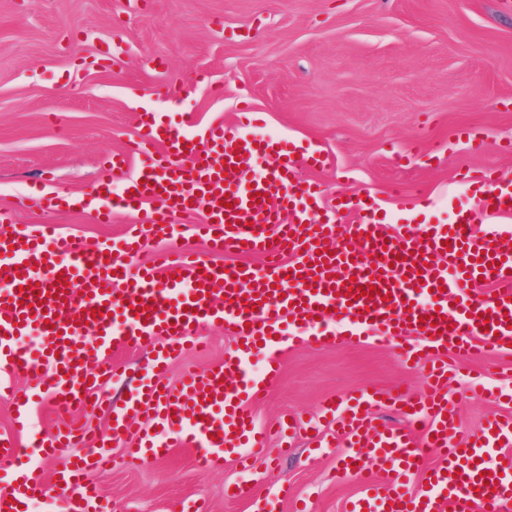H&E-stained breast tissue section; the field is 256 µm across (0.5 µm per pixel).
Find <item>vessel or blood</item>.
<instances>
[{
  "label": "vessel or blood",
  "instance_id": "1",
  "mask_svg": "<svg viewBox=\"0 0 512 512\" xmlns=\"http://www.w3.org/2000/svg\"><path fill=\"white\" fill-rule=\"evenodd\" d=\"M136 118L139 136L112 166L135 162L137 174L121 195L101 192L87 206L101 220L133 212L137 232L95 250L75 239L55 241L49 224L0 236V364L40 372L56 404L95 409L101 385L118 375L113 351L160 339L156 361L166 363L186 346H201L198 327L226 325L237 346L221 364L185 372L175 388L148 373L111 407V441L139 439L125 448V460L143 465L181 446L196 449L206 464L265 447L271 433L295 431L293 420L257 425L246 409L279 374L281 343L340 349L369 328L402 362L424 369L428 386L416 398L366 391L324 405L327 426L341 430L347 447L343 472L365 478L348 512H512V458L493 457L498 446H512V417L457 440L449 433L456 404L448 397L450 360L512 346V253L498 227L475 229L512 213V180L492 168L460 172L473 204L447 224L419 221L415 200L401 198V227L392 234L377 198L340 192L325 203L319 184L297 177L299 167L324 166L325 157L289 148L246 117L193 133L157 122L152 110ZM249 165L264 174L247 187L238 169ZM201 202L209 209L202 227L209 250L255 254L261 266H224L174 245L175 219ZM63 204L44 194L21 197L16 206L52 211ZM153 240L170 247L142 261ZM359 285L377 292L358 296ZM330 308L340 326L326 321ZM34 328L40 350H21L19 336ZM259 351L265 366L256 376L249 363ZM376 406L405 413L409 426L375 425L366 413ZM137 413L148 416V427L135 425ZM86 442L65 426L41 444L48 456L70 451L51 490L65 512H85L94 494L87 473L113 462L110 454L85 452ZM424 448L435 465H423ZM371 470L383 480L368 478Z\"/></svg>",
  "mask_w": 512,
  "mask_h": 512
}]
</instances>
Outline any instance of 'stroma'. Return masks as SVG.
<instances>
[{
    "label": "stroma",
    "mask_w": 512,
    "mask_h": 512,
    "mask_svg": "<svg viewBox=\"0 0 512 512\" xmlns=\"http://www.w3.org/2000/svg\"><path fill=\"white\" fill-rule=\"evenodd\" d=\"M119 46L107 69L81 68L103 43ZM206 76L208 89H192ZM176 98L171 124L184 116L204 125L234 121L241 108L266 133L295 148L328 155L324 167L298 177L328 193H368L386 201L397 225V195L424 194V220L447 223L472 199L459 170L492 167L512 177V0H0V234L56 227L58 239L89 248L134 231L117 213L97 224L76 209L50 214L16 210L18 196L91 194L124 179L112 168L137 131L141 107ZM462 129L484 132L491 146L473 152ZM206 351H187L164 372L178 384L189 368L223 361L235 338L213 325ZM282 372L251 404L257 419L290 415L299 423L291 449L272 439L246 463L236 457L202 467L191 448H173L151 463L89 472L112 512H346L362 491L355 477L331 475L344 446L312 450L308 426L324 400L361 390L425 385L390 349L356 339L343 349L284 347ZM448 384L458 417L455 438L512 413V350L459 362ZM27 404L0 398V435H14L45 483L61 459L39 443L62 423L34 373H0ZM501 392L493 402L484 389ZM22 432H14L17 420ZM243 483L250 498H229Z\"/></svg>",
    "instance_id": "35a3bbf8"
}]
</instances>
